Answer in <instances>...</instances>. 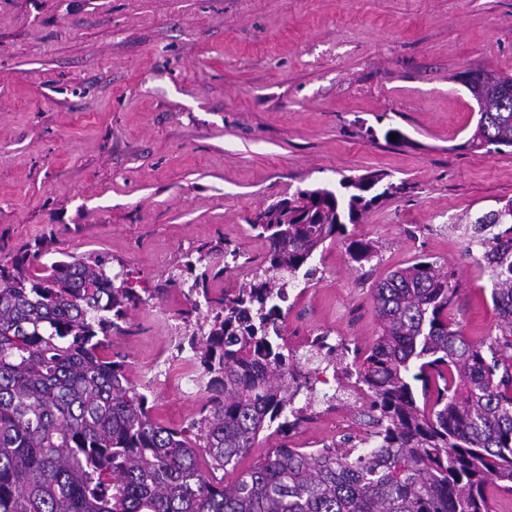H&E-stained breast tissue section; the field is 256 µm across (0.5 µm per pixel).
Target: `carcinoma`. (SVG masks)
<instances>
[{
    "label": "carcinoma",
    "instance_id": "carcinoma-1",
    "mask_svg": "<svg viewBox=\"0 0 512 512\" xmlns=\"http://www.w3.org/2000/svg\"><path fill=\"white\" fill-rule=\"evenodd\" d=\"M471 148H512V84L485 85ZM405 181L368 172L336 186L299 189L250 223L264 261L235 291L209 297L206 276L188 289L196 321L188 338L206 393L188 426L157 422L126 362L108 353L121 322L143 303L124 271L100 255L39 263L26 246L0 259V512H492L486 487L512 494V212L465 222L467 255L490 271L499 335L469 342L448 320L460 292L455 272L418 261L375 282L380 333L342 367L371 399L375 446L290 447L306 419L294 407L302 383L286 351L279 302L310 280L314 253ZM359 266L378 255L346 238ZM203 300H198V297ZM306 355L343 364L344 345L314 338ZM443 376L433 403L432 375ZM280 445L224 483L259 434ZM209 457L208 472L199 453Z\"/></svg>",
    "mask_w": 512,
    "mask_h": 512
}]
</instances>
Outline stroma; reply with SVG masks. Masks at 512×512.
Returning a JSON list of instances; mask_svg holds the SVG:
<instances>
[{
  "label": "stroma",
  "instance_id": "obj_1",
  "mask_svg": "<svg viewBox=\"0 0 512 512\" xmlns=\"http://www.w3.org/2000/svg\"><path fill=\"white\" fill-rule=\"evenodd\" d=\"M512 75V0H0V257L40 245L44 262L97 253L149 300L112 339L155 418L189 423L173 345L199 250L239 249L212 296L249 279L266 251L248 220L296 190L381 171L407 193L346 235L377 242L351 262L346 235L315 252L313 281L282 302L289 344L378 332L372 285L425 258L462 284L452 318L481 342L498 332L488 271L456 221L512 198V149L468 147L478 105L460 83ZM402 134L388 138L389 130ZM315 404L289 443L349 447L375 431L343 373L313 376Z\"/></svg>",
  "mask_w": 512,
  "mask_h": 512
}]
</instances>
